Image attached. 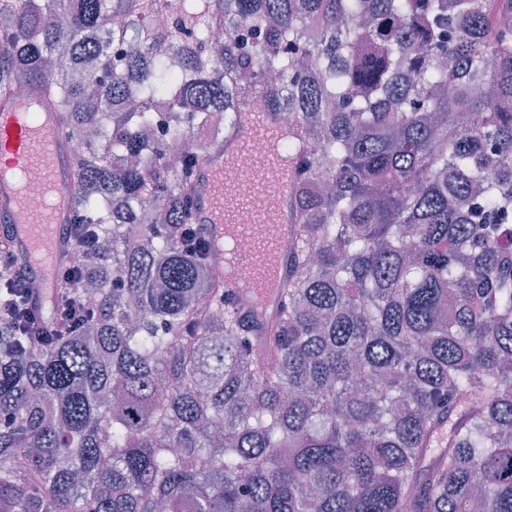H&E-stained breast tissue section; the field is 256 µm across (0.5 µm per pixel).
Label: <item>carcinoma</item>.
<instances>
[{
    "mask_svg": "<svg viewBox=\"0 0 512 512\" xmlns=\"http://www.w3.org/2000/svg\"><path fill=\"white\" fill-rule=\"evenodd\" d=\"M1 93L112 249L73 335L0 326V512H512V0H0ZM250 94L298 224L260 340L194 223Z\"/></svg>",
    "mask_w": 512,
    "mask_h": 512,
    "instance_id": "cac0c4a2",
    "label": "carcinoma"
}]
</instances>
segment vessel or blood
<instances>
[{
	"label": "vessel or blood",
	"mask_w": 512,
	"mask_h": 512,
	"mask_svg": "<svg viewBox=\"0 0 512 512\" xmlns=\"http://www.w3.org/2000/svg\"><path fill=\"white\" fill-rule=\"evenodd\" d=\"M277 127L275 114L260 108L240 113L222 140L203 153L195 171L196 221L215 244L210 259L220 265L231 260L251 270L249 280L231 278L227 285L258 324L276 318L288 280L296 239L288 213L292 184L271 152L259 155L247 172L239 171L235 160L252 142L275 137ZM33 180L42 184V195L28 194ZM227 181L233 190L229 197L219 191ZM74 190V157L59 135L57 112L0 96V222L11 227L13 244L32 275L43 277L38 303L46 310L56 273L69 254L64 226L71 218ZM242 239L251 242L250 250L231 254L217 247L221 241Z\"/></svg>",
	"instance_id": "vessel-or-blood-1"
}]
</instances>
